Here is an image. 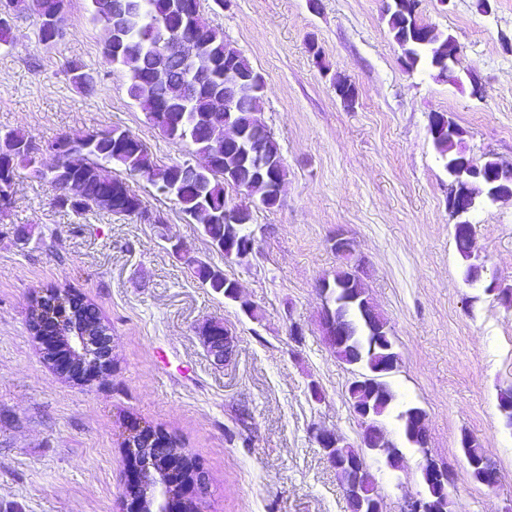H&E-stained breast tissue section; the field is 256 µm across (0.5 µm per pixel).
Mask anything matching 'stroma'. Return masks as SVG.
<instances>
[{"instance_id": "35a3bbf8", "label": "stroma", "mask_w": 512, "mask_h": 512, "mask_svg": "<svg viewBox=\"0 0 512 512\" xmlns=\"http://www.w3.org/2000/svg\"><path fill=\"white\" fill-rule=\"evenodd\" d=\"M88 0H66V24L40 44L37 17L13 19L0 47V130L18 129L39 149L36 166L17 165L13 205L0 217V512H123L132 424L176 435L206 472L204 512H349L343 488L309 434L318 425L359 444L348 401L352 366L319 329L316 284L341 262L336 233L351 238L367 266L368 296L387 321L401 362L390 377L397 402L381 419L401 450L399 468L366 453L384 512L424 495L421 455L397 418L405 406L427 415L428 450L455 475L451 512H512V430L498 407L512 387V308L486 293L491 279L512 286V202L481 212L479 284L464 280L445 198L448 173L436 158L429 115L442 112L468 132L476 157L512 163V0L491 15L476 0H420L419 15L461 47L470 83L408 73L382 0H202L205 18L264 79L262 116L287 177L275 207L254 205L255 253L225 259L200 224L139 175L127 176L165 230L98 208L55 205L44 173L64 134L119 127L135 133L158 164L195 162L189 145L165 137L127 95V76L103 56L106 32ZM319 48L321 59L311 50ZM78 61L91 90L65 71ZM358 90L343 106L334 82ZM222 269L256 305L260 321L202 288L163 234ZM72 289L93 303L112 334L113 364L78 383L43 361L29 325L34 297ZM220 320L237 338L215 364L200 335ZM300 327L301 336L290 333ZM324 399L313 402L309 384ZM476 435L499 472L487 489L469 470L460 439Z\"/></svg>"}]
</instances>
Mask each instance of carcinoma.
Wrapping results in <instances>:
<instances>
[{
    "instance_id": "carcinoma-1",
    "label": "carcinoma",
    "mask_w": 512,
    "mask_h": 512,
    "mask_svg": "<svg viewBox=\"0 0 512 512\" xmlns=\"http://www.w3.org/2000/svg\"><path fill=\"white\" fill-rule=\"evenodd\" d=\"M115 0H90L92 20L101 22L108 30L104 44V58L113 67L122 70L128 78L127 94L136 101L148 120L169 139L186 143L193 153L204 161L215 156L212 166H198L194 169L188 163L174 162L159 165L147 146L133 133L118 127L102 132L90 156H74L50 170L49 180L61 185L69 180L82 184V192L72 198L59 195L55 204L71 208L77 212L95 206L106 212L120 215H136L143 207L142 200L120 176L112 171L117 166L129 174L146 177L156 190L166 195L179 206L180 211L195 218L198 212L208 210L214 219L202 224L203 233L211 241L222 242L227 237L246 236L249 225L226 224L219 218L224 211V183L232 181L236 175L243 176L249 162L261 157L272 168L276 179L283 182L287 175L284 158L277 140L272 134L253 136L256 129H266L259 107L263 79L255 71L242 53L224 41V34L212 27L205 18L192 19L185 33L195 38L203 47L212 63L213 72L209 80L199 84L185 102L171 107L162 106L152 91L141 85L146 67L158 52L161 41L171 25L167 16V0H136L139 7L118 12ZM419 0H392L384 9L389 33L401 50V60L406 69L414 72L423 69L431 72L438 81L448 79V48L457 47L456 40L441 31L435 30L430 38L422 35L417 26ZM233 70L239 75V99L237 104L223 112H214L218 95L224 93V74ZM336 95L344 103L357 100L358 92L347 78L336 79ZM224 118L230 125L242 127L244 136L239 146L233 150L221 151L214 155L215 147L202 127L211 122L212 116ZM445 124L454 128L458 137L454 144H448V132L430 131L433 146L441 162L457 157L459 146L464 143L467 131L448 118ZM37 148L28 135L20 130L0 132V215L11 205L14 170L22 162L36 163ZM185 264L193 271L204 288H211L217 295H226L229 278L224 271L208 263L183 256ZM332 280L353 282L352 291L360 299L369 301L365 283L352 280L351 270L343 267L337 270ZM347 318L353 323L355 333L344 347L330 345L336 358L347 364L355 355H361L360 363L380 362L382 351L372 347L374 337L360 324L359 311L351 307ZM83 329L84 326L97 328L102 319L96 308L79 298L74 302L68 321L56 322L49 316L30 319L31 329L39 333L60 334L67 322ZM351 405H368L373 409V418L368 430H382L381 417L395 401L391 394L385 399L374 395L369 388H356L348 391ZM179 442L168 446L167 453L156 460L158 469L172 471L177 475L196 474L195 462L182 453Z\"/></svg>"
}]
</instances>
